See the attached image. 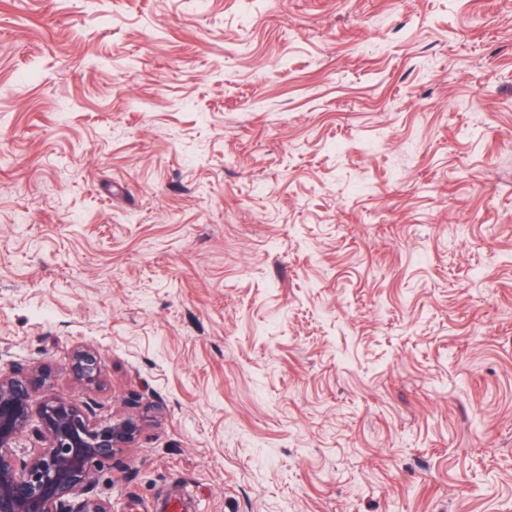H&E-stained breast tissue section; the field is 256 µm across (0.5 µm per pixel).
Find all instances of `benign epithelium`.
Masks as SVG:
<instances>
[{
    "instance_id": "7a95c632",
    "label": "benign epithelium",
    "mask_w": 512,
    "mask_h": 512,
    "mask_svg": "<svg viewBox=\"0 0 512 512\" xmlns=\"http://www.w3.org/2000/svg\"><path fill=\"white\" fill-rule=\"evenodd\" d=\"M69 370L84 386L99 383L101 362L95 351L74 350ZM46 391L33 408V390ZM38 422L46 442L35 455L21 456L16 441ZM141 435L137 422L95 420L93 406L49 392L46 376L32 368L24 376L0 373V512H111L93 494L94 469Z\"/></svg>"
}]
</instances>
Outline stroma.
Instances as JSON below:
<instances>
[{"mask_svg":"<svg viewBox=\"0 0 512 512\" xmlns=\"http://www.w3.org/2000/svg\"><path fill=\"white\" fill-rule=\"evenodd\" d=\"M35 366L112 512H512V0H0ZM68 366L74 377L85 387L91 388L99 383L102 367L95 351L88 348L74 350Z\"/></svg>","mask_w":512,"mask_h":512,"instance_id":"1","label":"stroma"}]
</instances>
